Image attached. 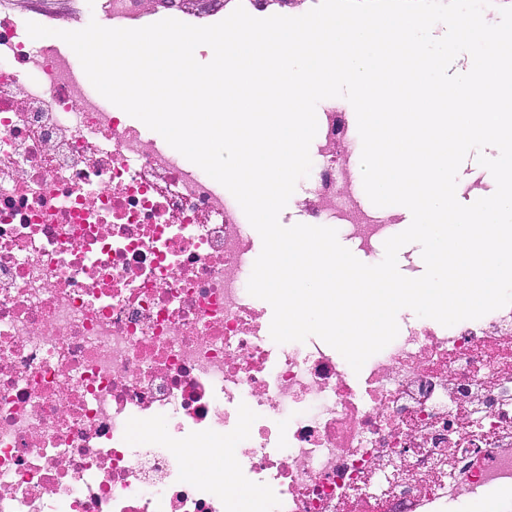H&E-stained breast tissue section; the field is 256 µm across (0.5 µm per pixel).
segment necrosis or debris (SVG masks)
Listing matches in <instances>:
<instances>
[{
    "mask_svg": "<svg viewBox=\"0 0 512 512\" xmlns=\"http://www.w3.org/2000/svg\"><path fill=\"white\" fill-rule=\"evenodd\" d=\"M128 28L139 0H82ZM79 58L0 17V512H234L190 480L237 434L252 512H503L512 305L403 318L359 373L318 337L278 344L247 290L253 240L200 167L79 82ZM307 211L361 248L395 235L317 161ZM247 408L255 429L239 433ZM88 86V89L91 91L92 95L99 101L101 102L104 106L110 108V109H113V111L115 112H121V113H118L120 116H122L129 124H133V125H136V126H139L144 132L145 134L147 135L148 138L150 139H153V140H157V143L161 144L163 147H165L168 151L174 153V154H177V155H182L181 153H179L178 151H176L175 149H173L166 141L165 139L157 132L149 129L143 122H141L140 120L134 118V117H131L130 115H128L126 112H124L122 109H120L119 107L115 106L114 104H112L110 101L102 98L99 94H98V91L93 87V85L88 81V84H86ZM183 156V155H182Z\"/></svg>",
    "mask_w": 512,
    "mask_h": 512,
    "instance_id": "1",
    "label": "necrosis or debris"
}]
</instances>
